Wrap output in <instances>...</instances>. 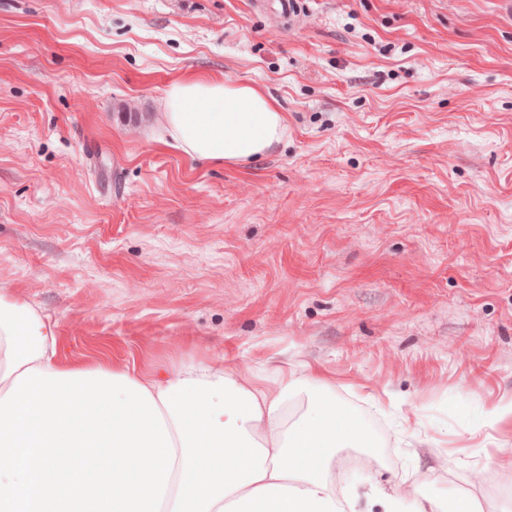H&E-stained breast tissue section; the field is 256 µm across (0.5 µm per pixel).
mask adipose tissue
I'll list each match as a JSON object with an SVG mask.
<instances>
[{"label":"adipose tissue","instance_id":"1","mask_svg":"<svg viewBox=\"0 0 512 512\" xmlns=\"http://www.w3.org/2000/svg\"><path fill=\"white\" fill-rule=\"evenodd\" d=\"M158 116L174 147L197 162L244 166L282 140L287 119L258 87L188 75L165 91ZM55 324L0 292V396L18 374L60 371ZM155 400L176 450L160 512H346L324 478L342 448H373L368 430L309 380L258 387L195 362L128 371ZM307 407L295 422L293 398Z\"/></svg>","mask_w":512,"mask_h":512}]
</instances>
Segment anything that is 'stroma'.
Listing matches in <instances>:
<instances>
[{"label": "stroma", "mask_w": 512, "mask_h": 512, "mask_svg": "<svg viewBox=\"0 0 512 512\" xmlns=\"http://www.w3.org/2000/svg\"><path fill=\"white\" fill-rule=\"evenodd\" d=\"M298 5L0 0V290L66 365L316 380L377 442L336 455L355 512H512V6ZM189 73L258 86L282 143L167 145Z\"/></svg>", "instance_id": "stroma-1"}]
</instances>
